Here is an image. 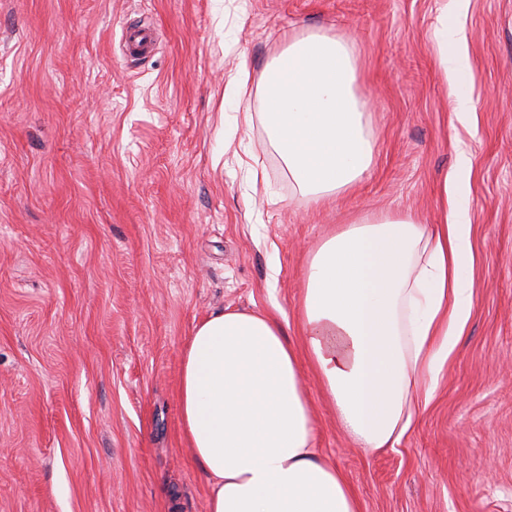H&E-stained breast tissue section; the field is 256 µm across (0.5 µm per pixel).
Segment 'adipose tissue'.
I'll return each mask as SVG.
<instances>
[{"label":"adipose tissue","mask_w":512,"mask_h":512,"mask_svg":"<svg viewBox=\"0 0 512 512\" xmlns=\"http://www.w3.org/2000/svg\"><path fill=\"white\" fill-rule=\"evenodd\" d=\"M439 66L467 122L458 75L460 29L440 27ZM348 44L310 33L289 39L261 84L269 135L313 201L354 188L373 145L355 93ZM466 148L443 184L439 223L364 217L326 238L305 270L299 316L311 361L345 433L362 448H392L427 406L474 304ZM185 436L210 479L208 512H359L344 477L313 446L297 355L270 314L218 313L183 354Z\"/></svg>","instance_id":"obj_1"}]
</instances>
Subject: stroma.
<instances>
[{
  "mask_svg": "<svg viewBox=\"0 0 512 512\" xmlns=\"http://www.w3.org/2000/svg\"><path fill=\"white\" fill-rule=\"evenodd\" d=\"M446 0H0V512H207L179 378L218 312L276 316L302 367L315 446L359 512H512V0H470L452 123ZM155 49L127 58V28ZM343 38L372 165L299 191L262 115L290 38ZM247 64L250 128L224 105ZM471 157L474 305L427 407L395 447H357L299 317L322 240L366 216L442 215ZM266 181L253 184L251 169ZM452 16L456 21V26L450 34L448 49V5L441 27L437 29V37L442 45V53L439 66L443 70L446 82H449L451 94L454 96L455 106L452 116L462 124L466 123L471 114L470 99L466 90L461 86L458 80L459 73L464 68L467 57V48L463 36H461V18L466 15L469 0H453Z\"/></svg>",
  "mask_w": 512,
  "mask_h": 512,
  "instance_id": "35a3bbf8",
  "label": "stroma"
}]
</instances>
